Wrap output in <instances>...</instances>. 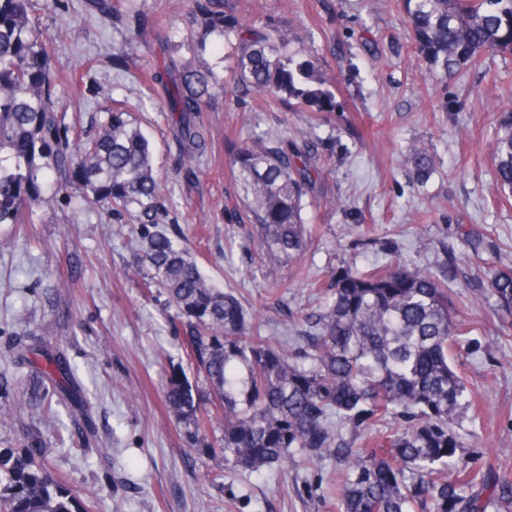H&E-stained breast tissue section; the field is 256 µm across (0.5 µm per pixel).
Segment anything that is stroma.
Instances as JSON below:
<instances>
[{"label": "stroma", "mask_w": 512, "mask_h": 512, "mask_svg": "<svg viewBox=\"0 0 512 512\" xmlns=\"http://www.w3.org/2000/svg\"><path fill=\"white\" fill-rule=\"evenodd\" d=\"M267 14L317 50V64L335 77L339 108L331 122L311 112L264 109L252 94L202 113L207 150L195 173L174 172L178 144L158 94L136 86V70L113 66L116 53L139 68L154 54L129 42L121 29L73 0L70 14L47 17L66 27L50 43L57 68L91 61L86 96L60 94L67 119L94 133L108 95H128V110L154 146L156 166L168 173L170 199L164 233L182 234L209 279L234 295L264 335L287 338L302 360L303 317L318 308L314 288L347 267L398 262L448 274L452 298L472 327L455 361L478 391L458 411L453 429L459 456L494 475L512 478V325L493 304H475L474 289L492 270L512 266V205L494 195L493 134L512 107V80L482 96L480 73L462 70L448 81L447 103L424 104L417 60L391 0H262ZM306 132L326 163L313 177L302 217L308 244L303 275L257 258L251 224L228 169L225 138ZM428 148L431 176L417 181L404 162L409 145ZM335 200L332 208L321 199ZM210 215L205 228L196 214ZM11 243L0 250V450L20 447L42 431L46 462L93 512H330L321 481L325 460L287 472L249 474L225 468L223 456L200 453L188 424L169 417L163 387L173 375L200 386L180 350L184 328L162 289L142 293L129 278L141 241L132 225L86 212L71 223L70 209L35 208L32 221L0 226ZM50 341L75 368L87 416L74 420L70 403L52 385L37 386L29 366L15 363L23 335ZM50 401L54 425L18 409L32 398ZM223 471L210 482L207 472Z\"/></svg>", "instance_id": "1"}]
</instances>
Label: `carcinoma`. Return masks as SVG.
I'll list each match as a JSON object with an SVG mask.
<instances>
[{
    "mask_svg": "<svg viewBox=\"0 0 512 512\" xmlns=\"http://www.w3.org/2000/svg\"><path fill=\"white\" fill-rule=\"evenodd\" d=\"M124 0H86L104 19H126L131 37L151 45L154 32ZM181 45L207 50L205 37H233L232 91L207 68L173 54L146 73L160 87L159 107L179 145L178 166L194 169L207 139L197 121L218 96L257 93L270 105L305 109L322 119L336 111V79L316 63L312 47L276 19H245L231 0H189ZM410 33V53L430 76L446 80L463 67L481 68L484 54L512 57V0H394ZM70 12V0H0V225L28 224L34 206L79 199L73 211L97 210L138 226L154 275L142 283L164 290L185 327L182 351L206 382L193 388L179 375L166 385L164 406L192 425L204 452L245 472L288 470L298 457L336 463L333 512H486L484 491L512 499V481L456 456L457 412L474 402V384L452 365L470 343L441 281L427 267L347 269L322 290L324 303L305 317L307 362L288 344L262 334L237 299L208 282L177 235L155 231L168 208L164 180L149 139L125 101L112 99L106 120L83 136L58 115L61 85L85 92L82 77L54 68L43 15ZM313 142L286 138L238 141L229 152L233 177L267 265L300 267L307 246L301 213L318 170ZM497 189L512 197V110L495 131ZM408 163L426 179L433 155L412 145ZM476 298L512 316V267L489 277ZM20 363L36 364L63 388L68 370L48 345H27ZM224 424L219 448L209 433ZM371 431L363 443L342 434ZM0 512H91L49 470L39 434L0 452Z\"/></svg>",
    "mask_w": 512,
    "mask_h": 512,
    "instance_id": "obj_1",
    "label": "carcinoma"
}]
</instances>
